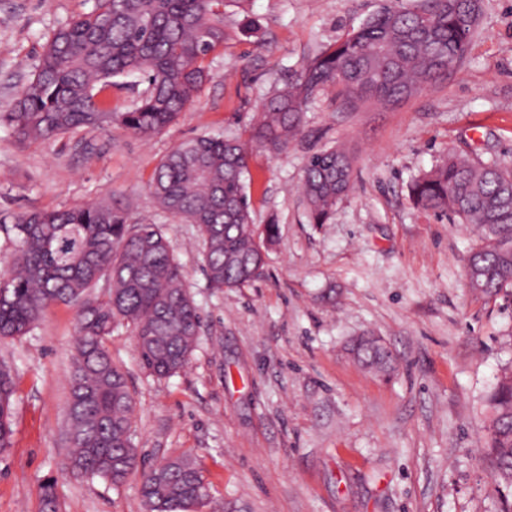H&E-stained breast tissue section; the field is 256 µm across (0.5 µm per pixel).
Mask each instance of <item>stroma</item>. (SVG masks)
I'll use <instances>...</instances> for the list:
<instances>
[{"label":"stroma","instance_id":"1","mask_svg":"<svg viewBox=\"0 0 512 512\" xmlns=\"http://www.w3.org/2000/svg\"><path fill=\"white\" fill-rule=\"evenodd\" d=\"M389 0H247L206 60L198 97L158 134L112 124L16 141L0 125V214L111 199L132 224L161 225L201 316L190 359L156 379L130 330L113 361L135 400L133 442L147 461L186 455L208 488L197 512H499L480 459L486 396L512 368V288L473 295L478 240L416 207L408 185L454 152L512 165V0H480L464 63L393 106L347 109L335 90L309 103L301 133L273 155L252 146L255 224H278L263 278L221 292L202 272L197 228L163 212L148 184L162 157L201 134L248 138L253 113L322 46ZM94 0H0V113L10 112L42 45ZM355 158L353 187L329 223H310L300 190L316 151ZM398 366L375 375L346 353L363 331ZM76 313L52 307L29 334L0 342L17 393L0 454V512H41L56 481L62 512H144L138 477L119 487L66 467Z\"/></svg>","mask_w":512,"mask_h":512}]
</instances>
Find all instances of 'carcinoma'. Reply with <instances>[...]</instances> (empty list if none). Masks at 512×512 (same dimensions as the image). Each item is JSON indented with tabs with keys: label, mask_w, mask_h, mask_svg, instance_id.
Listing matches in <instances>:
<instances>
[{
	"label": "carcinoma",
	"mask_w": 512,
	"mask_h": 512,
	"mask_svg": "<svg viewBox=\"0 0 512 512\" xmlns=\"http://www.w3.org/2000/svg\"><path fill=\"white\" fill-rule=\"evenodd\" d=\"M242 0H95L93 9L54 31L6 122L19 141L50 138L117 122L136 136L172 124L210 79L206 58L229 39L224 7ZM473 0H414L386 5L340 41L323 47L297 77L258 108L251 139L279 153L301 131L307 104L328 88L356 106L413 95L445 76L448 53L467 52L475 33ZM142 74L148 87L124 112L105 92L114 79ZM241 138L203 134L172 148L157 165L149 191L158 205L197 227L203 273L217 291L241 288L265 273L262 256L279 234L252 222ZM353 157L330 147L309 156L303 194L310 223L326 224L351 189ZM412 202L442 209L471 225L479 244L466 263L471 291L493 299L512 288V166L457 154L408 187ZM13 250L0 265V340L31 332L53 306L76 311L70 370L68 437L71 470L114 486L139 476L145 512H195L207 486L188 456L159 468L145 464L132 441L135 411L125 372L107 347L115 329L136 339L142 369L157 378L186 365L200 316L174 249L157 224H127L104 200L0 218ZM347 352L365 368L390 372L393 352L372 333ZM15 381L0 363V453L11 446ZM492 413L483 460L501 512H512V371L488 398ZM42 512H60L53 480L41 485Z\"/></svg>",
	"instance_id": "carcinoma-1"
}]
</instances>
